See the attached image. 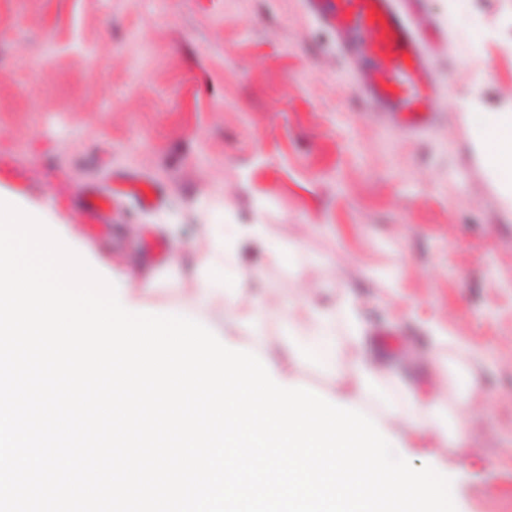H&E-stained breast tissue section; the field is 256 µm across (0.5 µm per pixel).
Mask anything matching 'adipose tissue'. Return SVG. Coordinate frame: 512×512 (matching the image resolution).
<instances>
[{"label":"adipose tissue","instance_id":"adipose-tissue-1","mask_svg":"<svg viewBox=\"0 0 512 512\" xmlns=\"http://www.w3.org/2000/svg\"><path fill=\"white\" fill-rule=\"evenodd\" d=\"M459 107L471 118L473 138L483 163L496 177L507 196H512V113L484 111L479 99L474 96L458 101ZM237 251L236 243H226L219 251L215 263L201 273L197 282L199 294L191 309V315L207 308L211 302L209 290L216 282L224 284V314L233 322L248 317L259 322L267 315L261 303H253L248 314H241L234 282L224 281V264ZM344 322L350 336L345 347L336 344V324ZM288 333L293 341L288 345L287 357L268 351L265 360L272 366L276 379L288 381L289 370L300 367L305 361L314 359L331 377L335 400L357 405L364 400L386 401L387 393L380 381L382 365L376 351L371 347L363 327L352 305H345L341 312H316L311 323H289ZM472 378L455 382V405L458 416L449 420L447 413L436 403L410 395L409 407L394 411L382 428L388 437L399 445L410 447L411 443L426 434L450 436L458 446H466V415L470 409Z\"/></svg>","mask_w":512,"mask_h":512}]
</instances>
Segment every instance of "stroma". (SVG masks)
Returning <instances> with one entry per match:
<instances>
[{
	"label": "stroma",
	"mask_w": 512,
	"mask_h": 512,
	"mask_svg": "<svg viewBox=\"0 0 512 512\" xmlns=\"http://www.w3.org/2000/svg\"><path fill=\"white\" fill-rule=\"evenodd\" d=\"M412 20L439 87L421 133L362 106L360 63L303 0H0V158L27 173L0 192L166 314L189 309L216 236L262 225L225 274L271 310L266 346L288 342L281 313L308 320L351 296L392 402L410 386L450 403L462 366L476 379L467 447L435 441L410 461L450 478L456 512H512V204L457 104L512 110V0H422ZM128 175L159 186L161 206L124 199L111 234L89 237L78 190ZM270 245L292 260L271 262ZM199 318L264 356L223 302ZM430 324L470 359L444 346L429 366Z\"/></svg>",
	"instance_id": "35a3bbf8"
}]
</instances>
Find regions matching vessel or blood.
<instances>
[{
	"instance_id": "1",
	"label": "vessel or blood",
	"mask_w": 512,
	"mask_h": 512,
	"mask_svg": "<svg viewBox=\"0 0 512 512\" xmlns=\"http://www.w3.org/2000/svg\"><path fill=\"white\" fill-rule=\"evenodd\" d=\"M311 12L343 37L344 49L366 62L362 98L369 109L388 114L408 131L429 128L436 120L434 85L419 31L395 0H306ZM138 202L148 208L162 203L160 188L129 178ZM111 192L87 186L79 192L80 218L88 232L110 230Z\"/></svg>"
}]
</instances>
